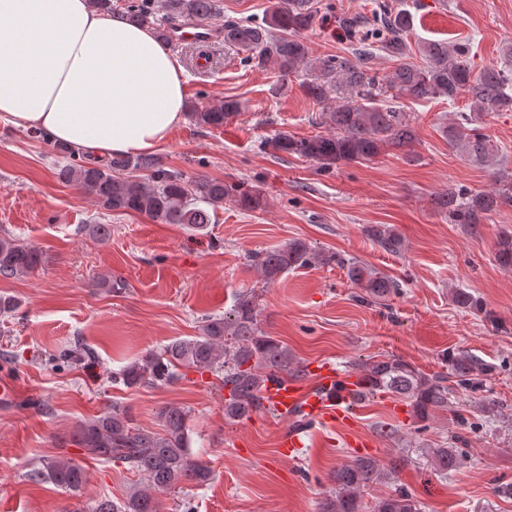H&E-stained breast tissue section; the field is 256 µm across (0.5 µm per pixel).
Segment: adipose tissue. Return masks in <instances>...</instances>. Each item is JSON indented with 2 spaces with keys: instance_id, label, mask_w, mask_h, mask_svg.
<instances>
[{
  "instance_id": "1",
  "label": "adipose tissue",
  "mask_w": 512,
  "mask_h": 512,
  "mask_svg": "<svg viewBox=\"0 0 512 512\" xmlns=\"http://www.w3.org/2000/svg\"><path fill=\"white\" fill-rule=\"evenodd\" d=\"M185 119L184 69L149 28L89 0H0V123L101 160L153 151Z\"/></svg>"
}]
</instances>
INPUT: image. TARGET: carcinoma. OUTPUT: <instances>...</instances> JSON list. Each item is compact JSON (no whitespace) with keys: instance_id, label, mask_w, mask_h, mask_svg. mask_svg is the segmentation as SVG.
<instances>
[{"instance_id":"1","label":"carcinoma","mask_w":512,"mask_h":512,"mask_svg":"<svg viewBox=\"0 0 512 512\" xmlns=\"http://www.w3.org/2000/svg\"><path fill=\"white\" fill-rule=\"evenodd\" d=\"M163 12L165 24L157 22ZM120 17L135 25H146L168 43L184 26L224 19L215 29L224 44L246 51V62L255 68L277 66L282 75H302L303 94L323 105L319 124L327 133L296 135L277 131L264 141L274 154L285 153L313 161L330 169L343 162H367L399 150L413 161L417 141L413 117L395 105L407 96L416 100L444 99L453 103L465 94L469 111L455 113L443 128L448 143L469 160L489 168L497 188L472 193L448 188L434 200L435 208L448 216L450 224L479 226L504 206L512 205V173L502 168L500 145L484 132L486 117L495 112H512V70L485 67L476 73L463 43L443 40L411 46L413 15L405 8L383 4L369 18L363 14L336 15L339 28L351 43L345 55L314 58L304 33L313 28L315 14L309 0H274L272 10L260 22L224 18V0H128ZM381 52L396 62L384 75L372 66ZM422 62H413V55ZM240 110V102L226 97L215 104L191 108L192 120L200 126L222 127ZM66 158L58 169L59 178L91 196L110 212H134L164 224H183L200 229L211 221V213L225 203L256 211L265 206L262 190L245 182L216 179L189 181L183 174L166 168L158 157L114 155L94 161L73 149L54 145ZM148 173L142 178L139 172ZM367 236L391 252L403 248L401 237L386 224L366 229ZM495 259L506 272L512 271V231L502 230L496 241ZM41 262L40 254L19 240L0 236V276L27 274ZM336 262L346 269L348 279L362 298L382 304L399 291V283L388 274L361 261L346 259L293 240L283 246L256 252L251 263L266 280L312 264ZM455 304L470 313L493 321L483 300L456 288ZM258 303L248 292L238 297L231 312L207 317L201 335L179 339L159 351L150 350L112 376V383L126 387H157L177 381L180 370L210 372L224 389V419L239 422L264 409V383L278 378L294 381L306 378L305 365L296 361L279 340L265 335L258 326ZM86 349L71 345L52 360L79 362ZM443 370L425 373L396 355L360 361L353 370L360 375L367 398L389 394L404 401L420 421L433 412L448 409L453 387L476 389L489 374L488 365L465 352L442 357ZM159 429L150 430L135 422L119 402L105 406L99 414L82 421L73 430L70 443L92 459L120 463L147 481L149 489L133 486L119 504L108 496L98 498L91 512H160L155 493L179 484L200 485L208 481L209 468L191 453L188 411L165 406L158 412ZM434 469L446 473L457 469L462 457L454 448L432 451ZM407 459L397 456L387 467L370 456H358L336 470L334 486L322 502L321 512H365L364 489L395 476ZM34 482L48 481L77 493L87 479L74 458L60 455L28 474ZM371 512H421L420 502L403 488L378 499Z\"/></svg>"}]
</instances>
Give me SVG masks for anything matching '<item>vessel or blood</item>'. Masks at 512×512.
Here are the masks:
<instances>
[{"instance_id": "obj_1", "label": "vessel or blood", "mask_w": 512, "mask_h": 512, "mask_svg": "<svg viewBox=\"0 0 512 512\" xmlns=\"http://www.w3.org/2000/svg\"><path fill=\"white\" fill-rule=\"evenodd\" d=\"M361 390L358 378L339 373L326 361L318 367L309 389H301L292 380L267 383L264 405L278 417L301 415L310 423H327L346 429L359 412Z\"/></svg>"}]
</instances>
